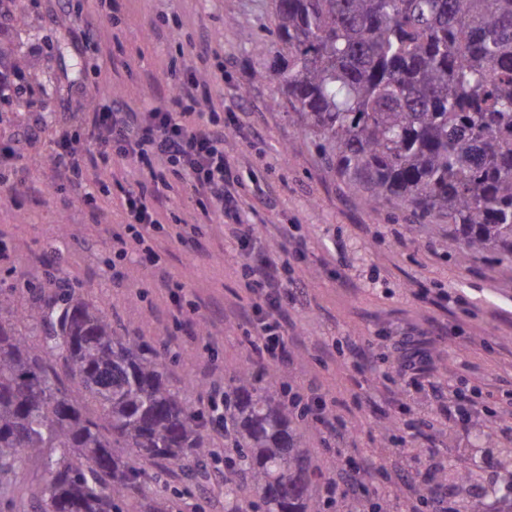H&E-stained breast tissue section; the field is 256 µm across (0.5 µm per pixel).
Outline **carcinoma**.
<instances>
[{
	"mask_svg": "<svg viewBox=\"0 0 512 512\" xmlns=\"http://www.w3.org/2000/svg\"><path fill=\"white\" fill-rule=\"evenodd\" d=\"M282 65L256 73L312 137L328 168L376 208L396 200L448 224L467 262L512 261V0H273ZM0 320V504L14 509L25 457L42 462L36 512H125L141 468L214 455V415L169 381L161 352L118 332L71 289ZM77 382L64 393L52 360ZM98 410L87 412L86 402ZM294 410L244 367L224 391V435L265 512H318ZM224 512H244L235 476Z\"/></svg>",
	"mask_w": 512,
	"mask_h": 512,
	"instance_id": "carcinoma-1",
	"label": "carcinoma"
}]
</instances>
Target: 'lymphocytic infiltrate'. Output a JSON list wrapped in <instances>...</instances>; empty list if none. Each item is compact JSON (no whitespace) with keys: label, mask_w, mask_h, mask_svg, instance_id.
Returning a JSON list of instances; mask_svg holds the SVG:
<instances>
[{"label":"lymphocytic infiltrate","mask_w":512,"mask_h":512,"mask_svg":"<svg viewBox=\"0 0 512 512\" xmlns=\"http://www.w3.org/2000/svg\"><path fill=\"white\" fill-rule=\"evenodd\" d=\"M230 129L223 105L211 96L209 79L190 67L170 83L159 105L136 112L121 96L113 95L85 113L76 128L59 131L51 164L60 178L82 188L81 200L89 206L96 204L98 196L112 194L107 180H88L89 172L107 168L112 156L129 158L151 170L149 182L119 192L123 221L112 234V248L121 259L157 262L155 240L163 228L164 203L174 184L188 187L202 213L223 224L225 237L242 257L251 308L238 318L250 326L259 357L279 366L287 358L286 305L300 301L304 287L299 280L282 277L276 263L248 260L259 231L249 222L251 205L239 191V171L224 154ZM87 142L95 146L88 157L82 154Z\"/></svg>","instance_id":"f902f5d3"}]
</instances>
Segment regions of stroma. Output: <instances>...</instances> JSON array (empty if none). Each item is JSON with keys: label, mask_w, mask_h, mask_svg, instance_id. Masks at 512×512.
Masks as SVG:
<instances>
[{"label": "stroma", "mask_w": 512, "mask_h": 512, "mask_svg": "<svg viewBox=\"0 0 512 512\" xmlns=\"http://www.w3.org/2000/svg\"><path fill=\"white\" fill-rule=\"evenodd\" d=\"M99 8V0H19L0 20V42L19 61L32 104L26 112L0 107V143L14 145L13 165L24 180L16 194L0 185V239L8 243L0 258V300L7 303L0 316L72 288L113 323L169 347V379L193 402L208 405L246 365L262 380L275 373L268 390L276 399L315 389L346 431L343 456L328 452L332 437L309 419L294 430L329 478L343 468L359 472L369 460H393L409 424L420 423L415 445L430 453V464L411 471L404 486L389 470L358 480L369 512H436L442 493L462 512H503L512 502V263L462 261L447 231L420 223L404 206L371 208L328 172L295 116L277 106L279 86L255 77L280 63L272 0H113L119 23L100 24L95 39H83L86 18ZM204 37L213 56L200 61L193 51ZM187 66L203 74L223 68L212 96L239 120L226 149L243 193L256 203L248 215L263 232L256 250L287 256L288 276L306 283L305 300L288 307L290 361L277 371L254 352L246 324L229 315L251 306L239 258L223 225L202 223L189 190H180L165 214L171 224H198L196 243L158 234V265H132L112 250V227L121 221L115 199L99 197L110 221L97 223L49 161L55 128L74 125L111 95L137 109L158 104L168 79ZM38 115L35 138L20 140ZM286 227L291 237L283 236ZM299 239L306 243L301 257L293 253ZM163 276L186 284L179 300L158 288ZM413 334L432 353L415 387L398 371L394 352ZM323 341L337 343L336 353H323ZM433 380L484 406L486 425L432 412ZM208 432L216 456L200 479H187L174 464L147 467L173 493L169 512H224L235 450L223 427ZM459 467L473 470L470 486L459 485ZM423 484L435 496L420 503L414 493Z\"/></svg>", "instance_id": "1"}]
</instances>
